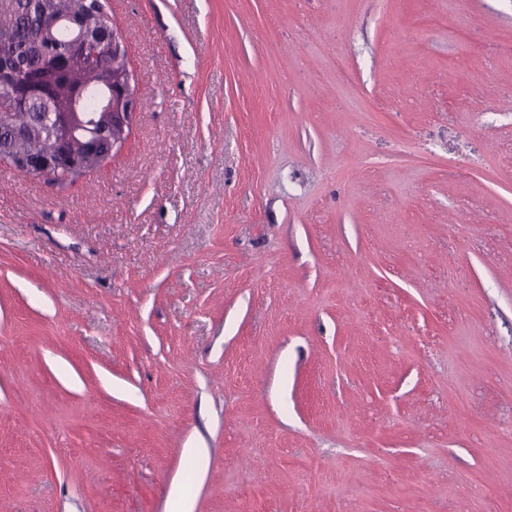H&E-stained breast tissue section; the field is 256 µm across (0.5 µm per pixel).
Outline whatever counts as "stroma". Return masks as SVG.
Segmentation results:
<instances>
[{"label": "stroma", "mask_w": 512, "mask_h": 512, "mask_svg": "<svg viewBox=\"0 0 512 512\" xmlns=\"http://www.w3.org/2000/svg\"><path fill=\"white\" fill-rule=\"evenodd\" d=\"M109 7L123 149L0 163V512H512V0Z\"/></svg>", "instance_id": "obj_1"}]
</instances>
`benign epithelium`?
Here are the masks:
<instances>
[{"label":"benign epithelium","instance_id":"benign-epithelium-1","mask_svg":"<svg viewBox=\"0 0 512 512\" xmlns=\"http://www.w3.org/2000/svg\"><path fill=\"white\" fill-rule=\"evenodd\" d=\"M49 30L53 33L64 31L68 35L69 50L46 49L39 63L30 68L18 69L10 64H0V99L17 105L21 102L36 101L44 104L47 116L51 118L52 131L59 135L58 145L62 150L40 158H20L15 167L26 173L51 178L60 169L71 172H87L85 156L72 153L68 143L80 138L95 150L102 139L112 142V151H120L129 138L133 118L138 106V89L131 68H119L127 59L123 37L116 28L93 31L87 28L79 12L61 14L48 19ZM112 50V67L117 69L116 83L102 89L95 98V106L112 114V125L97 126L88 122L86 102L88 86L73 87L71 104L62 107L57 103L58 78L67 72L97 61L107 50ZM0 125L14 129L21 136L30 129L26 119L11 108L0 110Z\"/></svg>","mask_w":512,"mask_h":512}]
</instances>
